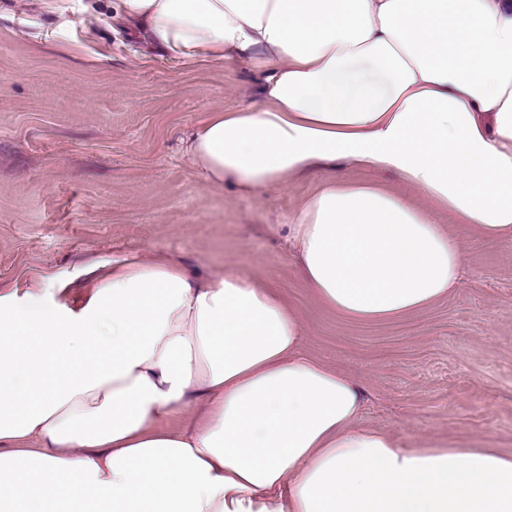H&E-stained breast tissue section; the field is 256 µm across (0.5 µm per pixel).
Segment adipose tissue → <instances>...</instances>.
I'll use <instances>...</instances> for the list:
<instances>
[{
	"label": "adipose tissue",
	"mask_w": 512,
	"mask_h": 512,
	"mask_svg": "<svg viewBox=\"0 0 512 512\" xmlns=\"http://www.w3.org/2000/svg\"><path fill=\"white\" fill-rule=\"evenodd\" d=\"M175 59L247 62L262 106L214 112L186 144L203 181L280 188L322 162L292 256L322 306L402 317L461 285L432 213L512 243V0H115ZM0 290V512H512V456L406 447L364 427L361 387L301 351L303 323L240 271L161 257ZM182 416L178 427L167 419Z\"/></svg>",
	"instance_id": "adipose-tissue-1"
}]
</instances>
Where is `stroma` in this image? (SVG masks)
Here are the masks:
<instances>
[{"label": "stroma", "mask_w": 512, "mask_h": 512, "mask_svg": "<svg viewBox=\"0 0 512 512\" xmlns=\"http://www.w3.org/2000/svg\"><path fill=\"white\" fill-rule=\"evenodd\" d=\"M82 3L66 24L37 0H0V286L55 273L76 298L90 261L155 252L203 275L238 270L298 312L308 356L359 382L363 426L511 455L512 245L438 214L463 249L461 288L388 321L324 309L289 253L292 213L331 179L404 185L340 162L282 190L208 186L185 141L208 113L258 104V74L167 57L110 0Z\"/></svg>", "instance_id": "stroma-1"}]
</instances>
